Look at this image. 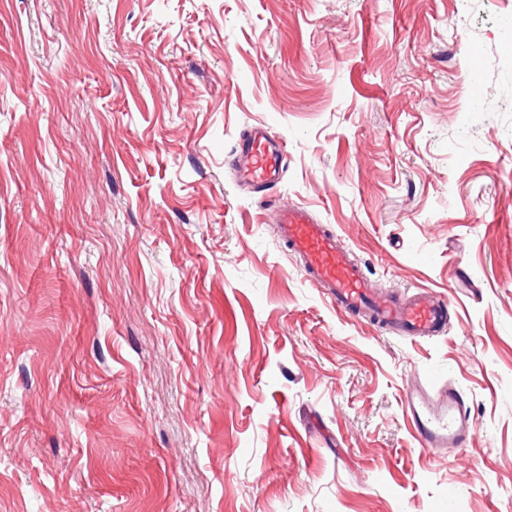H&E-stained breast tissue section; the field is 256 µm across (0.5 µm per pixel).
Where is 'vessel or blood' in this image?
Returning a JSON list of instances; mask_svg holds the SVG:
<instances>
[{
	"mask_svg": "<svg viewBox=\"0 0 512 512\" xmlns=\"http://www.w3.org/2000/svg\"><path fill=\"white\" fill-rule=\"evenodd\" d=\"M240 152L244 160L234 168L238 182L257 187L279 183L283 153L265 128H257ZM274 222L311 283L324 289L338 310L365 312L369 321L407 336L429 338L445 329L448 307L443 300L418 293L404 301L374 291L363 264L309 210L279 207ZM404 413L413 436L427 449H466L477 431L457 387L427 375L405 384Z\"/></svg>",
	"mask_w": 512,
	"mask_h": 512,
	"instance_id": "obj_1",
	"label": "vessel or blood"
}]
</instances>
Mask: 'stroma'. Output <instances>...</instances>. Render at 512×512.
<instances>
[{
	"instance_id": "1",
	"label": "stroma",
	"mask_w": 512,
	"mask_h": 512,
	"mask_svg": "<svg viewBox=\"0 0 512 512\" xmlns=\"http://www.w3.org/2000/svg\"><path fill=\"white\" fill-rule=\"evenodd\" d=\"M282 204L445 331L334 309ZM0 512H512V0H0ZM239 149L244 161L232 168L238 182L257 187L279 183L283 153L280 146L269 137L265 127L256 128L251 138L241 144ZM404 413L422 448L463 451L477 431L457 387L428 375H417L405 384Z\"/></svg>"
}]
</instances>
